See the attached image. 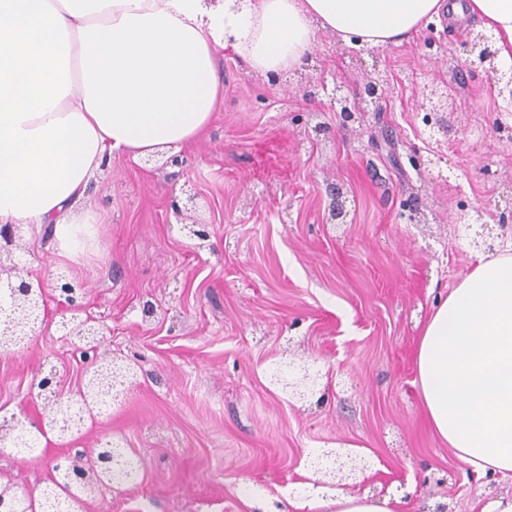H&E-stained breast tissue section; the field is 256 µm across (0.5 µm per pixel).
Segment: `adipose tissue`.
<instances>
[{"label":"adipose tissue","instance_id":"adipose-tissue-1","mask_svg":"<svg viewBox=\"0 0 512 512\" xmlns=\"http://www.w3.org/2000/svg\"><path fill=\"white\" fill-rule=\"evenodd\" d=\"M479 18L512 66V0H0V227L72 214L106 156L139 160L195 142L224 95L213 50L286 73L316 32L370 47L411 38L444 11ZM431 429L476 469L512 476V245L478 256L415 349Z\"/></svg>","mask_w":512,"mask_h":512}]
</instances>
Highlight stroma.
Instances as JSON below:
<instances>
[{
    "mask_svg": "<svg viewBox=\"0 0 512 512\" xmlns=\"http://www.w3.org/2000/svg\"><path fill=\"white\" fill-rule=\"evenodd\" d=\"M481 29L435 19L370 48L321 30L309 63L276 85L218 50L215 120L177 164L105 158L82 202L96 229L83 255L64 252L53 225L23 227L21 275L81 283L101 352L134 376L80 430L0 459V484L39 494L50 457L111 441L138 478L96 492L85 512H305L337 489L394 512H480L512 488L433 433L414 360L429 316L473 267L477 209L495 214L512 193V110L495 74L465 64ZM373 78L387 81L376 103L363 96ZM433 84L448 107L429 127ZM340 98L358 105L354 120L337 117ZM72 316L49 299L37 338L0 355L1 411L37 418L31 382L52 371L78 390ZM285 363L318 370L314 395L273 380ZM331 450L356 460L353 476L314 465Z\"/></svg>",
    "mask_w": 512,
    "mask_h": 512,
    "instance_id": "35a3bbf8",
    "label": "stroma"
}]
</instances>
